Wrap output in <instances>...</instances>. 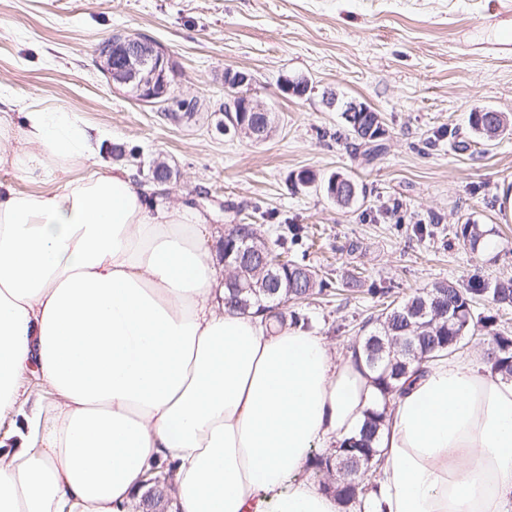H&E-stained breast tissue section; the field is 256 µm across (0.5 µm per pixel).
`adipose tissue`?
Wrapping results in <instances>:
<instances>
[{"label": "adipose tissue", "instance_id": "1", "mask_svg": "<svg viewBox=\"0 0 512 512\" xmlns=\"http://www.w3.org/2000/svg\"><path fill=\"white\" fill-rule=\"evenodd\" d=\"M0 128V512H125L173 466L180 512H340L300 480L384 413L365 512H512V380L413 365L384 401L353 353L224 304L207 216L123 167L106 132L23 103Z\"/></svg>", "mask_w": 512, "mask_h": 512}]
</instances>
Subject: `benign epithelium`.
I'll return each mask as SVG.
<instances>
[{"label": "benign epithelium", "instance_id": "7a95c632", "mask_svg": "<svg viewBox=\"0 0 512 512\" xmlns=\"http://www.w3.org/2000/svg\"><path fill=\"white\" fill-rule=\"evenodd\" d=\"M97 66L105 78L123 88L139 101L149 104H164L170 96L174 80L175 63L172 54L163 45L137 33L118 32L102 44L98 52ZM251 76L244 71L228 69L224 72V85L228 102L224 103V126L222 130L241 131L240 121L252 124L249 135L260 138L265 127L258 115L267 112L243 88L249 86ZM150 180L164 187L171 183L169 168L158 163L152 166Z\"/></svg>", "mask_w": 512, "mask_h": 512}]
</instances>
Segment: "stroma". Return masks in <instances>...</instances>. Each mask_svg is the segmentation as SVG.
Wrapping results in <instances>:
<instances>
[{"instance_id":"obj_1","label":"stroma","mask_w":512,"mask_h":512,"mask_svg":"<svg viewBox=\"0 0 512 512\" xmlns=\"http://www.w3.org/2000/svg\"><path fill=\"white\" fill-rule=\"evenodd\" d=\"M482 0H0V123L18 127L20 101L73 113L109 132L106 160L133 173L156 161L174 172L168 203L209 196L203 210L222 253L225 225L254 224L269 239L302 229L288 255L362 289L313 303L310 328L345 352L383 307L372 286L401 300L440 281L467 287L512 276V55L490 54L499 29ZM138 33L172 53L171 96L191 119L138 103L96 65L100 44ZM251 75L252 96L275 115L263 142L224 134V72ZM306 81L295 96L289 80ZM378 112L384 151L365 162L343 102ZM505 113L507 129L476 140L469 115ZM469 142L468 150L455 140ZM340 173L366 190L346 207L295 184ZM470 222L489 234L471 251Z\"/></svg>"}]
</instances>
